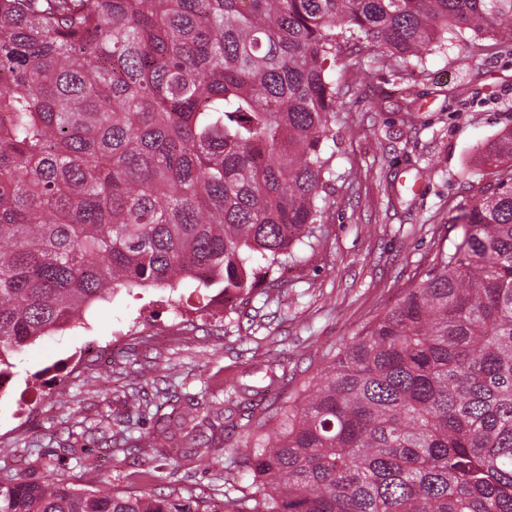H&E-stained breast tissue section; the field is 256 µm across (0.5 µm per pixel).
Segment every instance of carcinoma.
Instances as JSON below:
<instances>
[{
    "mask_svg": "<svg viewBox=\"0 0 512 512\" xmlns=\"http://www.w3.org/2000/svg\"><path fill=\"white\" fill-rule=\"evenodd\" d=\"M466 30L511 44L512 0H0V376L121 290L229 302L297 262L336 179L344 46L420 64ZM482 160L426 277L250 409L249 485L20 479L0 512H512V126ZM179 426L183 457L216 451Z\"/></svg>",
    "mask_w": 512,
    "mask_h": 512,
    "instance_id": "1",
    "label": "carcinoma"
}]
</instances>
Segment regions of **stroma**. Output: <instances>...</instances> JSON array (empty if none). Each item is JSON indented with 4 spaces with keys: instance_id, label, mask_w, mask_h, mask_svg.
Listing matches in <instances>:
<instances>
[{
    "instance_id": "obj_1",
    "label": "stroma",
    "mask_w": 512,
    "mask_h": 512,
    "mask_svg": "<svg viewBox=\"0 0 512 512\" xmlns=\"http://www.w3.org/2000/svg\"><path fill=\"white\" fill-rule=\"evenodd\" d=\"M368 74L355 80L350 58ZM338 178L327 196L315 252L265 280L234 312L199 308L194 285L121 291L83 324L46 336L12 359L0 394V482L60 480L76 489L160 493L191 487L220 497L249 483L242 430L215 456L186 463L154 455L156 410L187 409L231 383L280 406L377 314L432 268L441 244L461 235L452 219L470 205L467 178L479 146L512 125V45L465 32L418 66L383 61L368 44L334 71ZM140 395L147 406L129 412ZM137 437L110 447L113 433ZM152 478H143V463Z\"/></svg>"
}]
</instances>
